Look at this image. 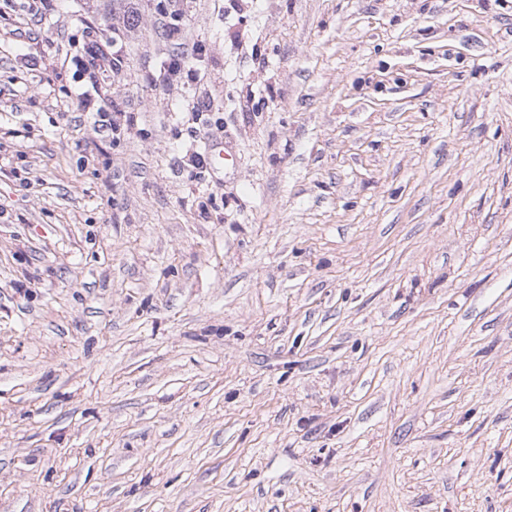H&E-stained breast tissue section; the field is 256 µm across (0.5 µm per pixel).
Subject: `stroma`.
<instances>
[{
    "instance_id": "stroma-1",
    "label": "stroma",
    "mask_w": 512,
    "mask_h": 512,
    "mask_svg": "<svg viewBox=\"0 0 512 512\" xmlns=\"http://www.w3.org/2000/svg\"><path fill=\"white\" fill-rule=\"evenodd\" d=\"M155 6L0 0V512H512V0ZM205 55V46L198 42L190 47L172 55L164 69L165 80L168 83L182 82L184 75L193 71L194 65L202 61Z\"/></svg>"
}]
</instances>
